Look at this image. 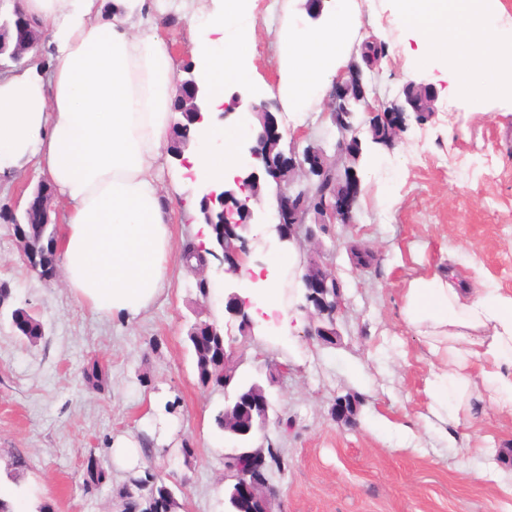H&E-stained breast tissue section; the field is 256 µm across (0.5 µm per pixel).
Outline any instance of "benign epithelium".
I'll use <instances>...</instances> for the list:
<instances>
[{"instance_id": "obj_1", "label": "benign epithelium", "mask_w": 512, "mask_h": 512, "mask_svg": "<svg viewBox=\"0 0 512 512\" xmlns=\"http://www.w3.org/2000/svg\"><path fill=\"white\" fill-rule=\"evenodd\" d=\"M43 38L42 32L26 16H14V24H0V46L12 44V60L19 61L37 47ZM188 77L178 81L179 93L175 100L176 112L190 117L172 125L169 148L181 152L194 139L192 125L200 119L204 91L193 74V66L186 67ZM403 99L390 104L369 102L362 80V70L346 69L336 80L329 92L327 106L331 113L340 111L347 102L353 101L364 107L374 117L376 124L369 127L371 139L386 138L395 140L403 131L408 114L425 118L435 112L436 96L432 88L415 80L408 81L402 90ZM232 109L244 108L259 127L252 146L249 147L251 162L243 166L233 181L224 184V189L210 191L204 197L202 214L207 224L213 223V214L222 215L221 241L224 244L225 272L236 275L240 271L243 256L249 253L248 235L254 220V210L249 200L261 202L264 187L273 182L276 185L274 208L277 223L274 224L276 237L281 243L292 242L298 229L304 223L303 216L314 214L317 224H350L353 210L361 193L360 181L343 192L338 201L320 204L292 190L297 178H310L322 174L336 166V159L313 146L298 155L288 153L283 144L285 135L280 130L278 119L273 111L274 104L267 100L256 101L239 91L232 93ZM341 139L338 142L340 155L354 159L362 153V141L354 126L338 127ZM247 191L249 196L241 200L238 191ZM51 211V189L45 185L36 189L24 207L27 224H49ZM20 256L25 265L41 278L50 280L56 276L57 268L47 267L37 261L36 249L28 241L20 246ZM307 306L305 310L308 325L305 335L323 343H330L338 336L336 315L341 309V286L336 272L321 266L316 261L309 262L301 277ZM227 312L239 319L242 334L251 333L254 322L247 312V302L236 293L228 295ZM192 336H217L224 349V370H229L231 362L239 358L233 345L226 341L223 329L214 320L201 321L191 329ZM279 418L274 416V406L259 384H254L233 404L224 407V432L248 442L256 433L265 430ZM274 464L264 446L236 448L224 455V482L229 495L224 498L225 512H274L276 490L269 483L267 472Z\"/></svg>"}]
</instances>
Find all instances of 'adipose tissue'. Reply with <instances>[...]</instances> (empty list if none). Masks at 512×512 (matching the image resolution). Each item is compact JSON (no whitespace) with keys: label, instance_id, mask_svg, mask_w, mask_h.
Returning a JSON list of instances; mask_svg holds the SVG:
<instances>
[{"label":"adipose tissue","instance_id":"ef3b65f1","mask_svg":"<svg viewBox=\"0 0 512 512\" xmlns=\"http://www.w3.org/2000/svg\"><path fill=\"white\" fill-rule=\"evenodd\" d=\"M109 22L99 0H0L43 27L58 63L44 73L41 49L0 77V181L35 164L67 209L57 241L66 285L79 303L127 321L164 294L174 255L171 211L162 191L165 150L179 77L173 51L146 0H121ZM354 0H328L315 23L286 27L278 47L279 91L291 109L320 100L345 64L359 28ZM499 0H398L397 20L413 37L409 62L438 65L448 92L478 104L512 98V32L493 19ZM199 84L208 91L199 141L183 152L182 172L202 189L232 179L253 122L226 125L225 88L251 84L256 67L250 0H220L205 18L187 14ZM249 300L279 313L290 335L298 319L283 290L256 265ZM402 315L434 362L425 380L430 417L448 426L475 421L470 399L485 389L490 407L512 415V291L475 260L411 279Z\"/></svg>","mask_w":512,"mask_h":512}]
</instances>
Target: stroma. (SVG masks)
Masks as SVG:
<instances>
[{
	"label": "stroma",
	"mask_w": 512,
	"mask_h": 512,
	"mask_svg": "<svg viewBox=\"0 0 512 512\" xmlns=\"http://www.w3.org/2000/svg\"><path fill=\"white\" fill-rule=\"evenodd\" d=\"M356 3L363 32L378 33L387 49L383 65L364 74L368 97L391 103L415 80L431 84L437 100L432 116L408 117L386 145L372 142L369 116L357 112L362 193L353 221H306L291 245L299 266L315 260L336 272L344 308L334 343L301 329L283 337L269 324L241 335L237 320L217 316L216 307L248 284L237 278L225 286L220 259L202 277L173 264L167 293L134 321L99 316L71 296L62 276L42 279L20 258L7 217L21 213L18 186L40 184L35 167L0 183V282L11 288V307L33 309L42 324L33 344L0 324V498L13 512H116L115 496L133 474L115 467L111 445L152 434L171 439L151 449L146 465L175 489L173 512H224V456L236 443L215 424L224 392L199 383L187 341L195 321L212 319L235 340L239 377L264 385L283 420L262 437L281 454L269 474L275 512H512V496L475 475L495 450L503 480L512 479V416L472 399L481 436L460 428L453 444L420 420L430 360L401 314L408 281L447 265L452 253L474 257L512 290V105L474 108L449 99L435 72L406 67L393 0ZM254 16L257 82L275 101L277 31L285 21H307L305 0H257ZM277 118L295 134L296 151L312 145L336 155L341 134L324 104L297 113L281 107ZM163 189L177 246L193 242L184 214L198 194L192 177L164 175ZM353 245L374 252L375 261L355 266ZM95 362L107 372L99 390L83 382ZM274 364L286 372L273 380ZM340 397L357 402L355 423L336 420ZM381 416L411 425L414 446L399 448L382 434L375 426ZM91 457L104 468L96 486L86 482Z\"/></svg>",
	"instance_id": "1"
}]
</instances>
